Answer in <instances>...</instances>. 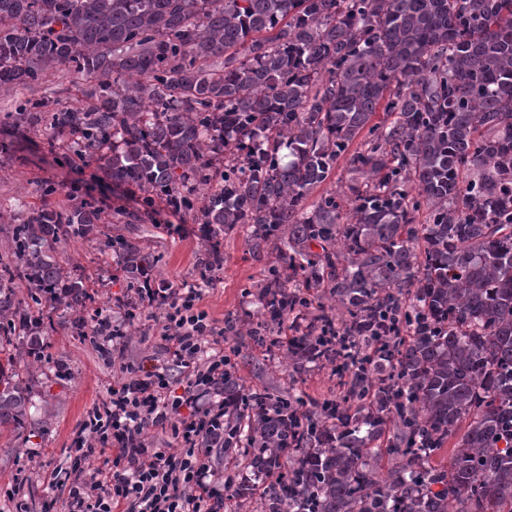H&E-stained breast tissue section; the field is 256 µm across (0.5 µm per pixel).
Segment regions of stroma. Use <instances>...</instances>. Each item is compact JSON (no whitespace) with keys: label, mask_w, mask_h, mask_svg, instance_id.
I'll use <instances>...</instances> for the list:
<instances>
[{"label":"stroma","mask_w":512,"mask_h":512,"mask_svg":"<svg viewBox=\"0 0 512 512\" xmlns=\"http://www.w3.org/2000/svg\"><path fill=\"white\" fill-rule=\"evenodd\" d=\"M87 89L82 78L64 72L28 90L0 93V209L21 216L39 204L41 187L46 183L58 187L54 198L58 205L85 202L100 209L105 218L100 235L61 241L57 258L71 279L87 284L89 311L99 310L108 316L113 303L126 296L128 278L116 257L101 254V235L123 238L151 252L157 261L158 279L176 287L194 280L196 257L203 243L193 214L172 211L163 199L114 183L96 165L78 162L68 140L51 141L42 133L14 127L6 120L8 113L20 111L26 101L46 97L57 107H69ZM219 244L224 262L204 288L203 304L217 323L251 320L255 313L249 294L252 283L277 264L276 254L254 251L240 231L224 235ZM159 317L158 311L148 310L123 320L124 357L143 369L164 371L176 383L184 373L168 354ZM64 321L61 310L43 302L41 331L14 337L9 345L11 351L26 354L15 372L29 392L30 407L23 428L0 437V512H15L20 501L27 512H43L50 503L62 512L64 495L50 487V475L73 448L88 411L108 399L117 374L111 344L99 345L90 337L70 334ZM224 351L252 388L274 394L293 389L318 398L337 383L326 369L293 376L282 352L255 346L245 336L226 341ZM21 472L27 480L15 502L2 490L13 485Z\"/></svg>","instance_id":"stroma-1"}]
</instances>
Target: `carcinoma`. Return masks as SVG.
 I'll return each mask as SVG.
<instances>
[{
	"instance_id": "1",
	"label": "carcinoma",
	"mask_w": 512,
	"mask_h": 512,
	"mask_svg": "<svg viewBox=\"0 0 512 512\" xmlns=\"http://www.w3.org/2000/svg\"><path fill=\"white\" fill-rule=\"evenodd\" d=\"M62 71L84 103L9 119L195 213L205 242L243 227L276 249L256 318L224 335L289 330L293 374L338 379L307 409L224 378V457L266 482L256 512H512V0H0V91ZM342 158L345 184L306 205ZM102 223L46 200L12 225L0 435L28 404L3 343L40 325L16 268L83 335L88 289L56 245ZM104 248L132 281L154 270ZM224 487L253 495L233 471Z\"/></svg>"
}]
</instances>
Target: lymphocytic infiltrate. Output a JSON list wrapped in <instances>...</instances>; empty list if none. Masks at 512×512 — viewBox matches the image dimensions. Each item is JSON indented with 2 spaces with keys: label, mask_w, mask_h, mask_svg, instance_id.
<instances>
[{
  "label": "lymphocytic infiltrate",
  "mask_w": 512,
  "mask_h": 512,
  "mask_svg": "<svg viewBox=\"0 0 512 512\" xmlns=\"http://www.w3.org/2000/svg\"><path fill=\"white\" fill-rule=\"evenodd\" d=\"M202 291L151 285L119 301L125 317L147 308L160 312L162 336L185 371L172 389L159 370L119 365L108 401L88 416L77 450L53 474L66 493V512H214L218 472L208 451L224 445V331L201 308ZM158 428L177 444L170 453L153 447L145 434ZM102 465L88 473L85 463Z\"/></svg>",
  "instance_id": "1"
}]
</instances>
